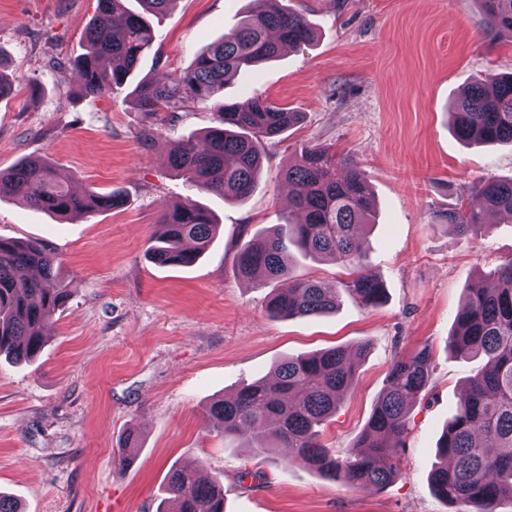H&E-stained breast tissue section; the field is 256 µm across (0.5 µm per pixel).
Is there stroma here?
Segmentation results:
<instances>
[{"instance_id":"35a3bbf8","label":"stroma","mask_w":512,"mask_h":512,"mask_svg":"<svg viewBox=\"0 0 512 512\" xmlns=\"http://www.w3.org/2000/svg\"><path fill=\"white\" fill-rule=\"evenodd\" d=\"M317 37L235 76L228 98L262 97L303 120L266 145L245 201L200 193L168 162L172 143L216 124L213 103L149 116L133 89L178 76L210 42L234 31L250 0H175L153 52L127 83L82 95L76 73L53 64L84 52L97 0H0V170L50 161L76 190L120 192L121 208L57 218L0 200V235L44 244L57 260L52 287L68 289L30 364L0 358V492L23 512H156L171 469L195 466L224 485V512H454L430 474L437 446L482 358L448 347L465 290L512 257V223L462 235L433 221L473 184L512 177V146H469L450 108L473 81L512 72V36H489L473 0H284ZM321 144L353 157L372 183L376 224L362 238L383 303L360 304L346 270L295 255V275L339 291L335 311L274 318L268 283L239 275L237 253L288 214L280 171ZM193 200L218 228L189 267L160 266L147 249L164 208ZM429 345L432 384L410 410L399 473L355 489L257 452L261 433L227 436L206 409L300 354L332 347L367 352L355 381L322 427L334 453L357 441L394 353ZM132 466L113 462L128 430Z\"/></svg>"}]
</instances>
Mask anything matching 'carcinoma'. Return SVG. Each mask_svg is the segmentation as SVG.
<instances>
[{"instance_id": "obj_1", "label": "carcinoma", "mask_w": 512, "mask_h": 512, "mask_svg": "<svg viewBox=\"0 0 512 512\" xmlns=\"http://www.w3.org/2000/svg\"><path fill=\"white\" fill-rule=\"evenodd\" d=\"M97 12L86 34L85 53L68 64L87 95H104L122 86L139 60L152 49L156 33L151 18L164 14L175 0H138L144 12H124L115 24L121 0H97ZM237 30L197 55L192 66L168 81L140 83L135 89L141 111L173 112L191 102L217 101V126L204 135L205 146L192 139L169 151L172 168L200 192L226 200H243L257 185L266 142L297 124L301 113L266 99H219L229 77L277 58L286 47L315 39L305 15L283 0H252ZM486 31H512V0H476ZM453 128L468 143L512 146V73L501 76L492 90L472 82L453 103ZM281 177L292 187L293 211L302 215L274 225L239 250L241 275L275 282L267 312L273 318L318 316L336 310L338 295L313 280L291 273L289 247L316 259L344 265L351 279L346 290L365 306L385 298V288L364 270L360 234L374 225L373 191L365 173L347 157L314 145L302 149ZM475 202L460 198L438 215L461 234H476L485 216L494 212L512 222V178L487 180L471 190ZM18 198L46 214L107 211L123 204L116 191L88 190L77 195L56 180L50 163L24 160L0 171V199ZM209 212L187 200L165 210L150 246L149 259L161 266L193 265L216 231ZM56 259L43 244L0 237V355L16 362L32 360L41 350L45 329L69 299L66 288H46ZM492 288L473 286L457 314L448 347L462 358L481 356L485 363L468 381L455 415L438 445L440 463L432 473L435 495L457 512H503L512 509V258L490 272ZM366 347L333 348L291 357L271 375L242 386L234 396L213 401L207 415L224 435L261 429L259 450L291 448V462L316 468L329 479L355 488L383 487L398 474L395 464L379 459L397 456L409 430L411 406L429 390L432 353L427 345L394 355L366 428L356 444L332 455L321 444L319 427L352 385ZM138 436L129 431L114 452V464L132 462ZM166 494L175 512H224V488L203 481L186 468L170 473Z\"/></svg>"}]
</instances>
